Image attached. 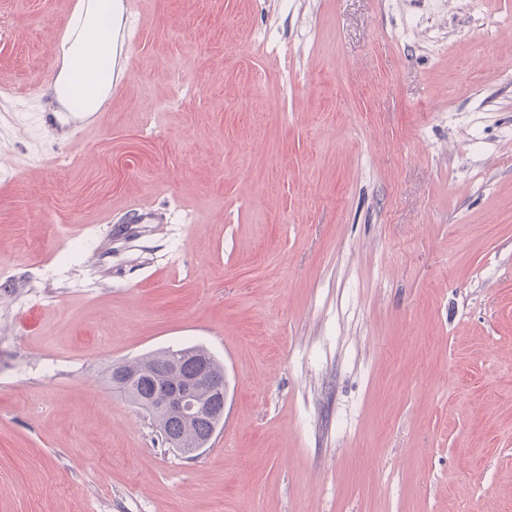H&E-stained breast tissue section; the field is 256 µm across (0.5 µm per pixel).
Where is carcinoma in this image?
<instances>
[{
    "label": "carcinoma",
    "instance_id": "cac0c4a2",
    "mask_svg": "<svg viewBox=\"0 0 512 512\" xmlns=\"http://www.w3.org/2000/svg\"><path fill=\"white\" fill-rule=\"evenodd\" d=\"M124 370L135 377L133 387L127 390L115 386L113 390L140 406L170 447L204 448L224 427V399L214 391V386L224 382V365L206 347L195 344L167 348L126 361ZM202 370L209 374L211 383L197 388L195 396L206 406L205 412L188 421L177 412L154 407L161 391L182 388L183 379Z\"/></svg>",
    "mask_w": 512,
    "mask_h": 512
}]
</instances>
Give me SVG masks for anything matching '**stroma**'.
I'll list each match as a JSON object with an SVG mask.
<instances>
[{"mask_svg": "<svg viewBox=\"0 0 512 512\" xmlns=\"http://www.w3.org/2000/svg\"><path fill=\"white\" fill-rule=\"evenodd\" d=\"M0 0V512H512V0ZM206 346L188 455L113 365ZM121 3L124 15L128 9H132L135 2L122 0ZM122 5L115 4L112 0H88L82 4V9H84L83 27L64 57L61 74L53 88L57 103L66 112H87L88 114L99 112L102 104L108 98L112 87V47L115 54L116 45L112 43V29L109 30L105 38L100 36V15L103 12H108L112 17V8L114 7V10L119 13L122 11ZM90 33L93 34L87 41V36ZM92 43H96V52L103 55L109 54L110 71L108 75L97 79L90 86L83 80V76L92 63L90 61V65L87 64V61L90 60ZM74 98L84 101L79 111L71 107Z\"/></svg>", "mask_w": 512, "mask_h": 512, "instance_id": "stroma-1", "label": "stroma"}]
</instances>
